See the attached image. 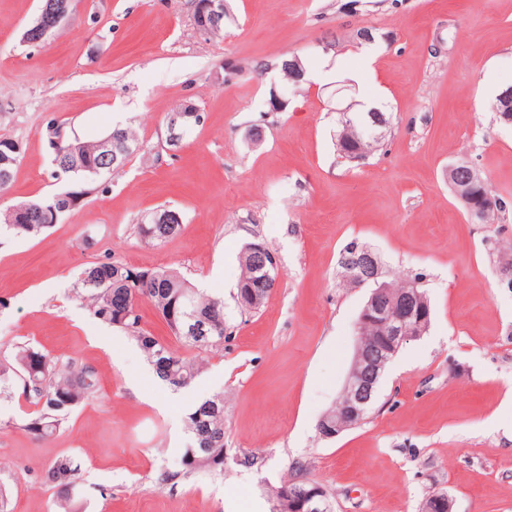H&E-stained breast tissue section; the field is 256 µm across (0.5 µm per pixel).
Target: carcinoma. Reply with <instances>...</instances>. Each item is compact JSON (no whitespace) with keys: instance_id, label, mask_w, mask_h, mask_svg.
Masks as SVG:
<instances>
[{"instance_id":"1","label":"carcinoma","mask_w":512,"mask_h":512,"mask_svg":"<svg viewBox=\"0 0 512 512\" xmlns=\"http://www.w3.org/2000/svg\"><path fill=\"white\" fill-rule=\"evenodd\" d=\"M352 123L347 139L363 141L364 155L376 149L382 138L372 125L366 112H350ZM45 137L52 151L51 176L55 180H70L72 184L59 192L37 197L25 203L27 210L22 219L14 220L15 205L0 210V236L31 238L48 228L42 213H50L66 206V196L90 195L104 190L98 178L125 166L128 156L107 153L97 141L71 138L64 123L50 120ZM77 147L94 171L75 169L73 152ZM175 224H150L143 220L133 225L138 239L149 245H160L178 235L183 228V214L173 210ZM242 275L238 285L250 288L253 299L241 300L236 294L238 308L256 311L271 293L272 285L257 278L253 272L249 246L241 253ZM76 296L88 301L95 318L124 329L145 353L156 376L169 387L180 390L189 387L199 374L200 367L158 342L140 328V315L134 303L150 302L166 321L175 336L187 345L203 351L224 349V337L234 333V326L225 318L224 298L202 294L177 272L165 269H128V265L106 255L89 263L72 285ZM208 325V335L193 336L188 326L194 321ZM21 383L22 392L34 410L28 413L22 429L36 440L51 437L68 413L80 402L97 391L96 370L87 365L79 368L72 362L52 357L26 345L16 347L11 360L0 362V393H8L15 383ZM189 445L180 463L181 470L167 472L164 480H174L200 470L224 471V395L215 394L193 407L186 418ZM78 469L71 457L62 455L44 472V482L57 489L63 512H71L72 489ZM291 488L284 480L278 488ZM276 488V489H278ZM270 490L272 512H293L290 498Z\"/></svg>"}]
</instances>
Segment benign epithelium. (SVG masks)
Listing matches in <instances>:
<instances>
[{"mask_svg":"<svg viewBox=\"0 0 512 512\" xmlns=\"http://www.w3.org/2000/svg\"><path fill=\"white\" fill-rule=\"evenodd\" d=\"M73 10V0H42L34 20L22 33V41L29 42L36 33L39 40L48 39L63 27ZM224 15V0H198L192 10L196 30L209 35L210 21ZM493 108L506 125L512 126V86L496 95ZM200 121L197 107L186 102L182 109L167 115L162 140L173 152L181 147L188 126ZM448 179L456 198L463 204L473 223L488 210L496 207V200L490 196L476 197L466 185L481 180L478 171L461 158L449 165ZM277 261L275 256L260 253L254 261V272L262 280L278 285ZM348 277L357 286H372V292L356 323L357 347L362 357L360 366L351 370L335 409L329 410L319 421L320 434L331 439L340 433L357 427L374 406L380 378L385 367L408 342L423 336L429 328L430 311L425 294L419 291V282H414L401 291H393L381 282V259L377 252L364 247L362 253L353 257L348 266ZM373 326L382 329L381 337L370 344H364L363 332ZM292 502L294 512H334L332 500L319 487L295 490ZM423 512H453V503L445 493L432 496Z\"/></svg>","mask_w":512,"mask_h":512,"instance_id":"obj_1","label":"benign epithelium"}]
</instances>
